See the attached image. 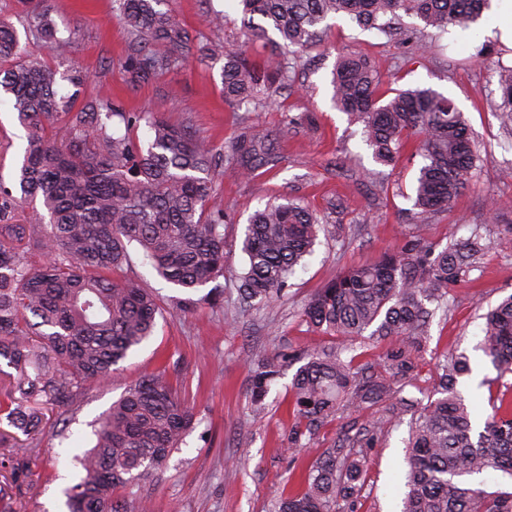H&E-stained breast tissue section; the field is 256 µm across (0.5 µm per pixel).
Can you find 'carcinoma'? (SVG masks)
<instances>
[{"mask_svg": "<svg viewBox=\"0 0 512 512\" xmlns=\"http://www.w3.org/2000/svg\"><path fill=\"white\" fill-rule=\"evenodd\" d=\"M116 18L128 34L123 69L135 85L181 71L193 56L222 63L224 102L237 109L265 107L288 84L291 60L320 42L331 14L392 35L402 16L425 26L466 28L489 0H238L247 43L271 46L263 64L250 61L246 43L193 40L172 0H115ZM25 31L48 54L66 59L73 35L41 11L26 13ZM89 75L64 70L27 53L14 25L0 19V92L17 111L27 147L15 188L0 180V359L16 375L0 377V415L24 438L0 432V447L16 459L39 448L43 410L68 409L78 395L112 377L113 367L153 332L160 299L130 279H120L129 247L138 246L163 278L191 294L224 276V225L230 214L217 203V149L189 124L127 112L108 98L77 104ZM64 83L74 91L59 93ZM381 83L364 56L339 61L333 100L361 118L376 162L393 163L416 143L425 159L415 186L419 218L448 208L467 184L477 155L463 113L431 88L402 90L381 102ZM502 112L512 121V69L498 80ZM63 125H56L59 115ZM117 118L124 131L107 124ZM150 131L142 144L135 129ZM229 150L236 173L252 177L280 163L278 142L251 124ZM319 218L300 199L267 204L247 224L242 251L246 271L239 304L267 307L288 287L300 261L312 254ZM485 246L477 235L443 249L420 235L406 239L375 263L336 273L302 309L310 327L332 338L311 351L278 347L250 368V404L264 409L272 382L299 362L292 381L289 443L315 434L336 412L367 413L368 424L345 430L311 465L307 487L281 500L278 512H358L366 455L401 415L417 418L408 442L407 487L402 512H512V492H488L473 478L512 476V399L501 394L477 427L457 390L470 372L463 354L438 365L439 383L426 404L400 396L414 377L426 327L448 293L468 281ZM51 255L35 265L31 251ZM369 334L389 343L377 364L345 359L348 341ZM500 375L512 373V295L485 314L480 343ZM384 406L381 414L374 409ZM194 414L167 370L129 385L97 422L95 444L81 458L83 476L66 492L68 512H130L123 489L161 471L192 428ZM139 512L148 505L139 502Z\"/></svg>", "mask_w": 512, "mask_h": 512, "instance_id": "1", "label": "carcinoma"}]
</instances>
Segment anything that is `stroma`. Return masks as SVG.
I'll return each mask as SVG.
<instances>
[{"label": "stroma", "instance_id": "1", "mask_svg": "<svg viewBox=\"0 0 512 512\" xmlns=\"http://www.w3.org/2000/svg\"><path fill=\"white\" fill-rule=\"evenodd\" d=\"M172 7L192 38L233 43L241 35L237 0H174ZM34 8L49 10L59 29L73 32L71 58L90 75L82 99L107 96L129 112L190 123L221 149L215 169L218 201L233 221L224 227L229 273L198 288L199 304L184 313L174 310L182 290L159 276L138 249H131L124 275L150 288L163 306L154 333L116 366L109 382L85 391L70 411L46 413L36 456L18 467L9 455L0 454V480L15 485V512H63L65 489L82 477L75 458L93 445L92 421L130 384L162 365L192 409L194 425L167 467L142 484L152 512H276L282 497L300 491L310 463L339 433L367 418L338 411L316 436L302 438L300 448L292 449L289 387L294 372L286 370L274 381L265 414L255 416L249 409L250 361L281 344L304 350L322 346L324 336L301 317L304 302L337 272L373 262L418 233L443 247L475 230L487 249L468 283L455 289L448 313L432 320L417 371L403 395L427 399L438 360L456 351L468 355L472 367L458 390L477 415L489 412V390L481 381L496 377L476 346L483 313L512 295V235L505 231L512 225V122H504L498 110L502 98L496 73L497 67H512V47L476 22L435 32L424 52L400 37L333 16L323 44L298 59L290 88L267 107L245 112L225 104L218 68L194 59L179 73L130 84L122 67L127 34L113 16V0H0V16L18 30L24 13ZM214 12L226 16L218 30L205 21ZM485 44L494 48L493 56H478ZM348 54L373 62L382 75L383 99L404 89L430 87L463 112L481 159L447 210L418 220L414 185L423 158L408 147L394 165L376 163L363 141L361 122L335 107L333 73L339 57ZM307 111L316 114L315 125L289 129V117ZM253 122L277 135L281 162L247 180L235 173L224 148ZM25 147L16 112L1 104L0 180L5 184L13 183ZM289 196L305 198L322 218L315 253L278 301L260 310H241L236 280L246 268L242 240L248 218L266 202ZM410 422V416H402L372 449L359 512H401Z\"/></svg>", "mask_w": 512, "mask_h": 512}]
</instances>
